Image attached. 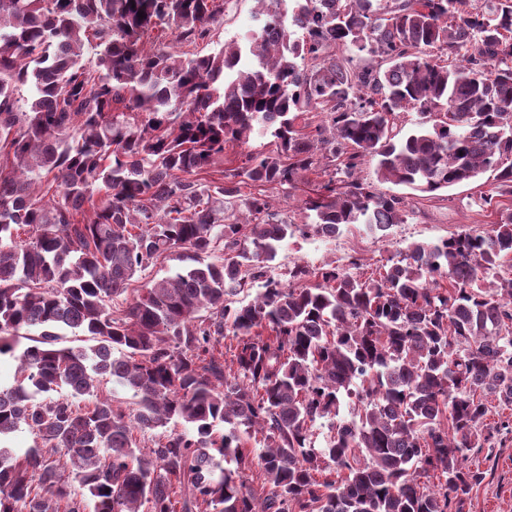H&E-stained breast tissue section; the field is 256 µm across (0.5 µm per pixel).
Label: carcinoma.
I'll return each mask as SVG.
<instances>
[{
  "label": "carcinoma",
  "instance_id": "cac0c4a2",
  "mask_svg": "<svg viewBox=\"0 0 512 512\" xmlns=\"http://www.w3.org/2000/svg\"><path fill=\"white\" fill-rule=\"evenodd\" d=\"M267 1L245 40L181 56L144 36L212 40L224 0H0V357L19 361L0 512H466L468 453L512 435L487 422L512 410V208L368 275L268 265L297 231L404 223L378 182L433 195L496 169L480 200L512 196V0ZM412 109L440 118L403 136ZM256 131L271 150L199 177ZM317 169L307 223L272 213L267 189ZM175 252L193 265L130 290ZM66 329L94 344L58 346Z\"/></svg>",
  "mask_w": 512,
  "mask_h": 512
}]
</instances>
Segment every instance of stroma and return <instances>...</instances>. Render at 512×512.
<instances>
[{"mask_svg":"<svg viewBox=\"0 0 512 512\" xmlns=\"http://www.w3.org/2000/svg\"><path fill=\"white\" fill-rule=\"evenodd\" d=\"M494 184L495 173L490 170L476 182L434 195L407 191L406 221L393 226L387 236L370 233L361 224L343 229L332 239L297 234L281 243L271 267L284 280L289 267L297 263L321 266L354 255L375 266L396 257L414 241L433 243L465 230H489L497 219V208L512 206L508 197L500 198L495 208L481 204V195L490 193ZM469 465L485 471L486 478L474 489L468 512H512V438H503L496 448L471 453Z\"/></svg>","mask_w":512,"mask_h":512,"instance_id":"35a3bbf8","label":"stroma"}]
</instances>
